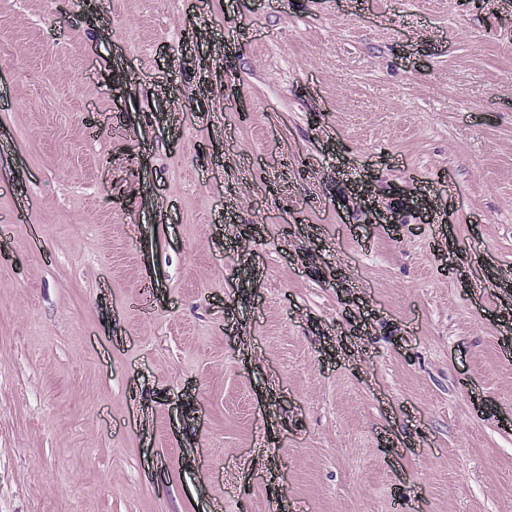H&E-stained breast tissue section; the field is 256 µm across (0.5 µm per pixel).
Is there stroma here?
I'll return each mask as SVG.
<instances>
[{
	"instance_id": "1",
	"label": "stroma",
	"mask_w": 512,
	"mask_h": 512,
	"mask_svg": "<svg viewBox=\"0 0 512 512\" xmlns=\"http://www.w3.org/2000/svg\"><path fill=\"white\" fill-rule=\"evenodd\" d=\"M3 224L0 512H512V0H0Z\"/></svg>"
}]
</instances>
